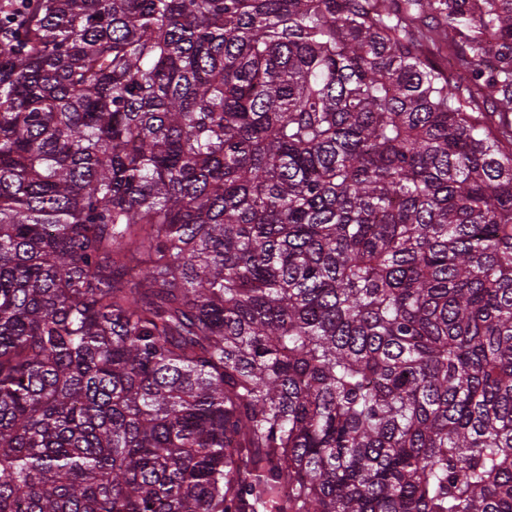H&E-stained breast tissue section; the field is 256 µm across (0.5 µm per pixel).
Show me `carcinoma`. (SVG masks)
Segmentation results:
<instances>
[{
    "label": "carcinoma",
    "instance_id": "carcinoma-1",
    "mask_svg": "<svg viewBox=\"0 0 512 512\" xmlns=\"http://www.w3.org/2000/svg\"><path fill=\"white\" fill-rule=\"evenodd\" d=\"M0 512H512V0H0Z\"/></svg>",
    "mask_w": 512,
    "mask_h": 512
}]
</instances>
